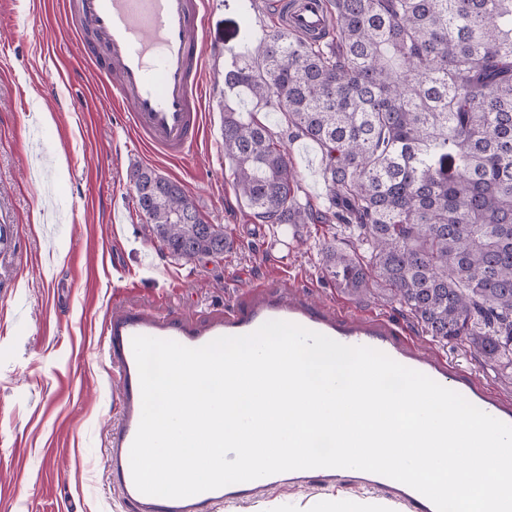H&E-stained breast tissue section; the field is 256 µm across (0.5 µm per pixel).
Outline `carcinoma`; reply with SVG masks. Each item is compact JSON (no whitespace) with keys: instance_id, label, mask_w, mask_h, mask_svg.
<instances>
[{"instance_id":"1","label":"carcinoma","mask_w":512,"mask_h":512,"mask_svg":"<svg viewBox=\"0 0 512 512\" xmlns=\"http://www.w3.org/2000/svg\"><path fill=\"white\" fill-rule=\"evenodd\" d=\"M321 26L285 29L287 4L224 90L277 113L274 131L224 102V156L251 215L346 225L324 277L395 301L438 342L512 372V0H324ZM322 153L323 208L300 203L286 145ZM139 213L176 260L234 248L179 182L133 173Z\"/></svg>"}]
</instances>
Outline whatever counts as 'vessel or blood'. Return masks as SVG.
I'll return each instance as SVG.
<instances>
[{
  "label": "vessel or blood",
  "mask_w": 512,
  "mask_h": 512,
  "mask_svg": "<svg viewBox=\"0 0 512 512\" xmlns=\"http://www.w3.org/2000/svg\"><path fill=\"white\" fill-rule=\"evenodd\" d=\"M321 0H297L293 25L316 26ZM203 0H76V27L83 56L97 69H111L112 97L128 107L141 144L165 156L193 151L203 131ZM269 320H283L322 333L342 344L369 346L398 363L420 371L470 403L512 425V401L494 392L473 373L421 351L411 334L388 318L347 312L339 305L311 302L284 289L257 282L241 301L224 312L219 323L196 328L176 318L143 313L113 317L110 336L118 353L115 368L120 383L121 429L112 441L109 473L124 504L134 512H202L227 500L248 499L260 485L303 486L332 482L327 468L295 470L205 491L185 498H165L139 492L134 484L130 450L141 418V388L132 339L138 335L176 341L197 348L221 336L247 335ZM354 483L388 488L410 512H436L433 503L415 489L366 471L351 474Z\"/></svg>",
  "instance_id": "1"
}]
</instances>
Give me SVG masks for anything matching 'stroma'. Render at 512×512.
Instances as JSON below:
<instances>
[{
  "instance_id": "obj_1",
  "label": "stroma",
  "mask_w": 512,
  "mask_h": 512,
  "mask_svg": "<svg viewBox=\"0 0 512 512\" xmlns=\"http://www.w3.org/2000/svg\"><path fill=\"white\" fill-rule=\"evenodd\" d=\"M68 2L0 0V225L15 235L0 254V512H132L104 466L120 413L105 333L113 313L206 326L249 283L280 278L304 298H344L324 280L320 255L336 226L309 225L298 243L255 222L224 155V69L263 38L268 0H205L204 133L172 159L135 141L126 110L103 111L111 81L83 63ZM287 150L302 200L319 203L317 146L296 140ZM138 168L181 183L206 223L226 226L232 252L190 262L161 252L135 205ZM357 307L512 399V379L467 346L432 340L398 304L368 297ZM338 495L387 498L348 482L262 486L248 506L218 512H311Z\"/></svg>"
}]
</instances>
